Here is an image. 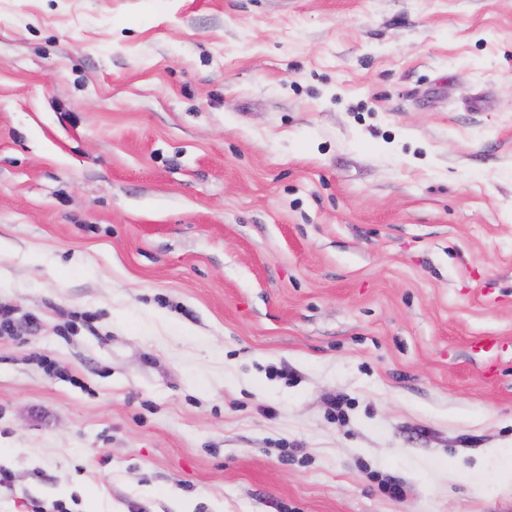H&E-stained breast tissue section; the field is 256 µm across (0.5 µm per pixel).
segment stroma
I'll use <instances>...</instances> for the list:
<instances>
[{"label":"stroma","instance_id":"1","mask_svg":"<svg viewBox=\"0 0 512 512\" xmlns=\"http://www.w3.org/2000/svg\"><path fill=\"white\" fill-rule=\"evenodd\" d=\"M0 304V512H512V0H0Z\"/></svg>","mask_w":512,"mask_h":512}]
</instances>
